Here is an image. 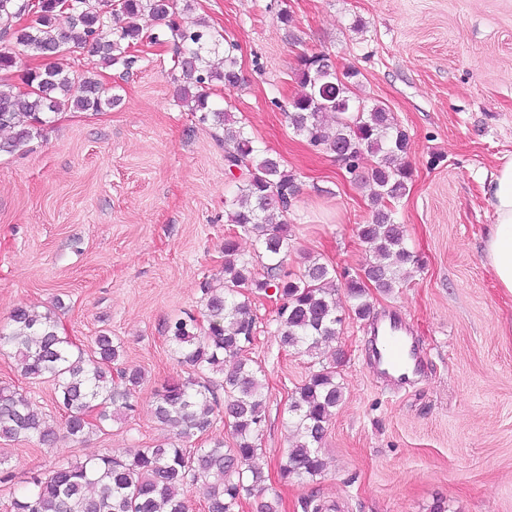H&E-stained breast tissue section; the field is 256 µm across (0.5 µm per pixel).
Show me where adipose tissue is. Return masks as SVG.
Returning <instances> with one entry per match:
<instances>
[{
	"mask_svg": "<svg viewBox=\"0 0 512 512\" xmlns=\"http://www.w3.org/2000/svg\"><path fill=\"white\" fill-rule=\"evenodd\" d=\"M484 194L493 209L494 222L483 241V263L498 288L512 297V160L492 174Z\"/></svg>",
	"mask_w": 512,
	"mask_h": 512,
	"instance_id": "adipose-tissue-1",
	"label": "adipose tissue"
}]
</instances>
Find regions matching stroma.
Returning a JSON list of instances; mask_svg holds the SVG:
<instances>
[{
  "label": "stroma",
  "instance_id": "1",
  "mask_svg": "<svg viewBox=\"0 0 512 512\" xmlns=\"http://www.w3.org/2000/svg\"><path fill=\"white\" fill-rule=\"evenodd\" d=\"M220 40L238 46L240 85H215L213 100L244 122L257 144L298 177L289 212L292 247L284 269L311 259L356 275L373 259L358 236L370 222L364 188L345 165L288 127L275 100L300 86L298 58L329 55L358 70L360 96L383 105L407 131L412 168L395 208L414 255L391 293L372 292L370 319L347 317L331 346L342 353L343 400L322 444L323 472L281 480L289 446L288 397L309 357L284 350L278 303L257 299L251 353L269 390L260 450L265 495L240 512H512V298L481 259L493 213L483 187L512 157V0H177ZM288 10L289 24L277 18ZM145 38L130 71L100 68L121 101L99 113L64 109L22 149L0 154V326L20 306L63 301L70 335L109 330L124 343L123 367L144 373L134 416L74 441L50 383L25 378L0 355V385L22 390L60 429L54 444L0 440V512L32 473L104 449L129 451L163 440L156 394L185 369L166 326L200 312L205 282L221 278L224 237L257 259L253 235L230 224L224 201L236 181L216 131L179 103L177 40L143 16ZM400 312L424 367L403 386L373 367L370 320Z\"/></svg>",
  "mask_w": 512,
  "mask_h": 512
}]
</instances>
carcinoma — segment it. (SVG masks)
<instances>
[{
    "label": "carcinoma",
    "instance_id": "1",
    "mask_svg": "<svg viewBox=\"0 0 512 512\" xmlns=\"http://www.w3.org/2000/svg\"><path fill=\"white\" fill-rule=\"evenodd\" d=\"M146 13L164 21L180 42V100L198 123L210 122L222 130L225 165L243 172L227 217L255 236L265 263L258 270L239 258L235 236H226L223 282L201 288V317L188 314L167 325L170 352L187 375L163 387L153 413L175 430L176 439L140 448L131 456L105 451L35 473L11 500L10 512H189L183 490L198 482L206 488L207 512H239L242 493L265 492L266 478L252 460L266 420V375L248 354L257 333L252 303L269 295L281 301L277 331L282 347L318 359V367L291 393L288 424L294 441L281 461L280 476L313 477L324 467L321 444L343 395L336 381L341 359L327 361L321 355L323 343L335 338L343 323V309L328 287L336 269L315 260L298 277L280 273L292 241L286 215L298 193V178L256 146L232 112L210 101L215 83L235 87L240 82L236 46L230 43L223 49L202 23L184 21L175 0H119L111 22L91 0H71L66 7L58 0H0V36L49 59L87 48L97 64L128 69L134 63L131 49L143 40L136 20ZM23 15L29 17L28 24L12 28V21ZM220 52L224 67L217 69L211 56ZM358 75L355 69L337 73L322 52L304 54L297 69L301 93L285 105L278 99L273 104L308 145L333 156L342 153L350 172H358L363 156L377 158L360 176V183L369 187L372 219L358 231L376 262L345 281L350 311L363 319L371 310L369 290L391 292L399 283L400 266L413 261V255L393 209L411 178L410 168L400 163L409 137L385 107H369L355 93ZM25 82L30 90L16 92L0 81V129L13 132L0 151L26 145L49 123V114L65 104L81 112H101L121 101L92 69L75 76L50 64L27 70ZM4 350L13 355L24 377L52 383L54 403L65 417L63 429L75 440L103 432L116 415L136 411L135 393L144 374L119 366L123 343L107 330L87 347L68 335L60 315L20 306L8 327L0 328V352ZM219 417L232 430L231 446L222 441L210 448L181 445L206 432ZM20 438L50 446L56 432L26 394L1 386L0 440Z\"/></svg>",
    "mask_w": 512,
    "mask_h": 512
}]
</instances>
